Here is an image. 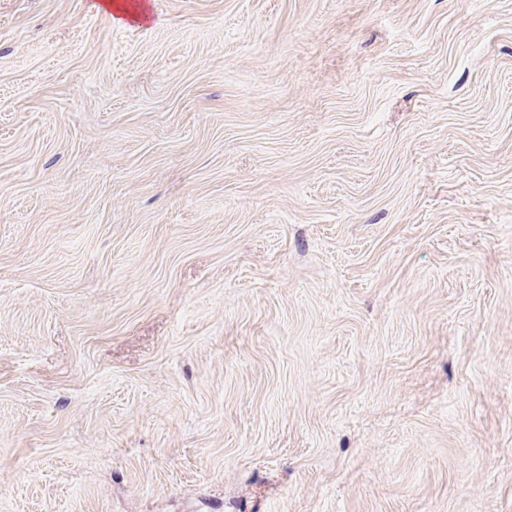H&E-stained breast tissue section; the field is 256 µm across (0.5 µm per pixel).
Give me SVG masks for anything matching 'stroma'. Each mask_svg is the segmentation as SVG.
<instances>
[{
  "instance_id": "1",
  "label": "stroma",
  "mask_w": 512,
  "mask_h": 512,
  "mask_svg": "<svg viewBox=\"0 0 512 512\" xmlns=\"http://www.w3.org/2000/svg\"><path fill=\"white\" fill-rule=\"evenodd\" d=\"M0 0V512H512V0Z\"/></svg>"
}]
</instances>
